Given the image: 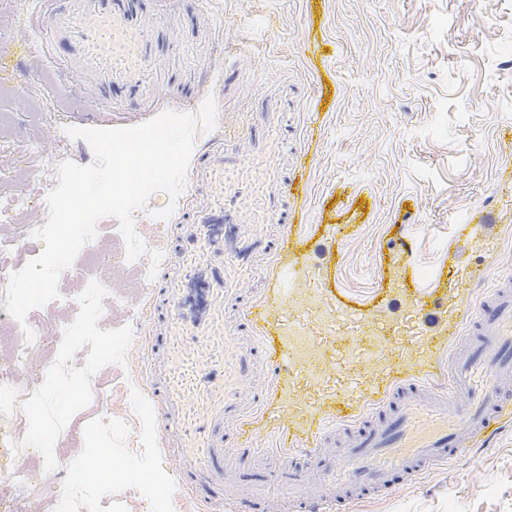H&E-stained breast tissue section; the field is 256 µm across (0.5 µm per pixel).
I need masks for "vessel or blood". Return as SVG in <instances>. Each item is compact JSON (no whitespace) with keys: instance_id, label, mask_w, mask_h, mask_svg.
Segmentation results:
<instances>
[{"instance_id":"b4317fda","label":"vessel or blood","mask_w":512,"mask_h":512,"mask_svg":"<svg viewBox=\"0 0 512 512\" xmlns=\"http://www.w3.org/2000/svg\"><path fill=\"white\" fill-rule=\"evenodd\" d=\"M161 0H36L40 33L30 47L41 62L51 44L65 46L60 83L73 74L100 75L101 92L153 106L163 81L158 67L171 49L150 24ZM239 48L224 51V88L242 75ZM302 98L281 88L237 113L223 135L191 161L190 178L206 196H188L177 233L155 270L149 294L146 417L173 460L177 481L200 512H345L358 496L387 497L477 445L490 444L512 422V273L477 306L461 304L469 259L456 247L436 285L383 314H355L389 340L412 315L418 333L394 355L385 388L360 378L341 383L328 400L291 405L317 375L291 333L334 351L338 328L304 310L286 329V297L295 280L305 296L328 295L314 254L295 258L273 288L254 287L258 262L290 232L293 193L281 165L285 114ZM267 418L280 439L260 447L247 427Z\"/></svg>"}]
</instances>
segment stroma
<instances>
[{"label": "stroma", "mask_w": 512, "mask_h": 512, "mask_svg": "<svg viewBox=\"0 0 512 512\" xmlns=\"http://www.w3.org/2000/svg\"><path fill=\"white\" fill-rule=\"evenodd\" d=\"M205 21L190 27L181 9L158 12L151 24L175 42L161 67L167 84L157 105L197 112L214 98L217 120L232 121L264 82L299 80L305 97L289 111L316 110L314 131L301 132L288 153V172L302 192L287 250L276 256L282 271L303 250L323 248L321 274L334 295L352 308L368 309L392 287H431L463 225L491 214L495 225L477 246L494 257L475 266L476 283L464 285L461 300L475 304L485 285L512 271V205L496 184L512 177V67L502 62L512 41V0H205ZM18 0H0V76L26 68L34 33ZM245 44L243 75L231 94L222 92L225 44ZM94 76L52 92L32 81L26 105L0 88V173L16 197L32 199L17 223L40 224L35 198L45 189L30 178L43 158L55 164H91L87 142L60 136L54 124L36 121L46 101L57 98L74 126V113L108 112L112 127L145 121L137 103L104 98ZM43 155L29 153L30 141ZM349 236L329 241L333 226ZM148 280L128 294V313L107 317L101 336L118 329L133 333L122 355L96 364L105 389L77 407L68 388L49 390L50 422L74 421L92 428L102 409L125 417L128 433L109 435L112 461L145 469L170 482L169 512H194L187 491L172 480V460L139 408L146 397L144 359L148 327ZM86 453L78 441L53 448L31 512H42L64 486L57 461ZM512 512V428L490 447L463 451L448 466L382 500H360L350 512Z\"/></svg>", "instance_id": "1"}]
</instances>
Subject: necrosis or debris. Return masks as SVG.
Returning <instances> with one entry per match:
<instances>
[{"label": "necrosis or debris", "instance_id": "obj_1", "mask_svg": "<svg viewBox=\"0 0 512 512\" xmlns=\"http://www.w3.org/2000/svg\"><path fill=\"white\" fill-rule=\"evenodd\" d=\"M35 225L16 224L10 231L0 230V305L6 300V289L12 272L20 270L23 255L30 243L34 242ZM112 302L107 290L95 278L87 279L80 295L71 298V319L67 324L56 325L28 313V326L34 331V341H27L22 329H14L8 349H0V427L9 425L19 410H26L42 447L55 444V435L49 432L45 423L47 403L46 386H23L17 381V374L27 368L33 352L47 350L51 353L49 370L52 382L74 383L77 374L71 360V345L88 341V327L91 321L102 318L103 310ZM116 422L111 413H103L97 432L90 434L88 466L80 470L63 469L67 483L65 495L48 504L47 512H89L90 502L99 487L109 479L126 480L135 485L147 497V505L153 512H164L167 502V486L156 476L134 474L127 469L116 467L105 472L104 465L111 456L99 442L102 433L114 429ZM45 465L39 455L22 453L17 455L12 468L6 475L10 487L9 496L0 498V512H26L30 499L36 491L37 478Z\"/></svg>", "mask_w": 512, "mask_h": 512}]
</instances>
